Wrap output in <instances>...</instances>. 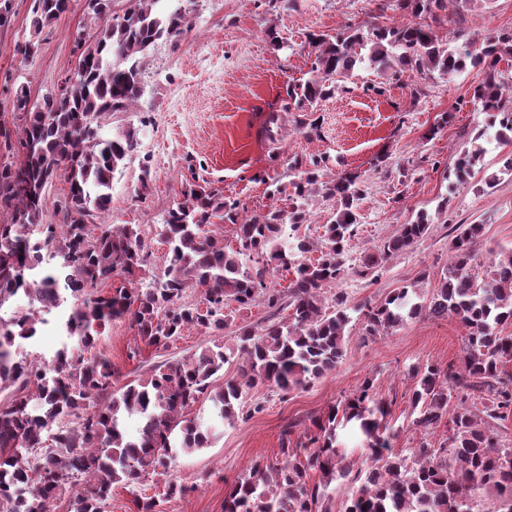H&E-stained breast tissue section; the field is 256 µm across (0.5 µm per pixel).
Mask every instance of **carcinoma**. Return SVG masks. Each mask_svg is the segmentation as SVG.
Wrapping results in <instances>:
<instances>
[{"label": "carcinoma", "instance_id": "obj_1", "mask_svg": "<svg viewBox=\"0 0 512 512\" xmlns=\"http://www.w3.org/2000/svg\"><path fill=\"white\" fill-rule=\"evenodd\" d=\"M123 14L112 0H90L104 26L99 36L80 45L74 72L60 93L43 96V111L26 110L30 92L14 93V126L23 150L20 162L0 168V203L11 210L0 224V306L25 290L26 272L42 248L52 266L43 287L34 291L29 312L0 320V503L5 512H53L54 502L71 492L68 512H104L112 489L121 485L135 495L138 512H155L152 497L137 494L150 474H165L184 454L205 448L209 429L186 410L207 396L215 418L233 423L264 410L246 395L265 386L282 397L302 390L336 368L344 356L350 322L348 296L338 290L326 305L324 289L341 282L351 261L349 242L359 222L363 185L353 176L321 180L328 158L316 156L292 182L289 208L277 205L243 219L239 204L215 191L189 189L168 212L157 235L168 247L167 265L153 283L113 289L103 296L91 289L118 274L136 276L149 266L137 224H102L90 239L87 220L110 210L112 174L136 151L131 131L104 139L100 120L125 112L141 95L143 60L161 39L176 42L192 28L189 11H163L159 0H130ZM412 19L394 27L349 29L312 37L311 76L290 89L296 106L312 105L346 89L359 64L380 74L411 70L420 76L452 77L469 68L484 72L473 87L471 103L485 112L499 135L512 142V90L497 68L512 55V35L486 33L476 41L457 34L442 38L434 25L448 0H397ZM68 0H33L30 37L17 45L26 61L35 38L67 10ZM427 14L432 23L418 22ZM478 134L455 164V177L466 184L484 167L486 149ZM61 178L67 193L56 207L61 223H43L44 191ZM339 200L336 219L323 226L321 243L298 234L306 221L304 201L314 193ZM234 226L236 247L215 233ZM21 225L42 228V237L21 235ZM428 215L402 224L380 248L363 256L364 272L375 274L383 260L403 253L430 231ZM481 224L451 228L448 270L426 300L412 286L390 292L379 302L354 308L367 336H384L409 321L427 316L456 319L464 328L459 361L426 363L412 369L408 400L412 425L422 435L445 428L439 442L422 440L408 453L393 450L385 423L392 401L375 380L365 379L338 404L312 421L315 428L300 445H291L293 425L282 431L280 467L252 462L224 497V512H322L324 489L337 479L351 491L341 512H512V446L493 426L512 416V249L493 253L489 269L478 271L475 245ZM318 252L314 261L306 254ZM294 272L288 288V317L258 330L247 328L233 345L215 343L184 358L153 367L147 376L112 390L116 371L107 360L88 358L102 328L129 318L141 342L165 349L183 332L201 326L224 329V308L248 306L260 297L275 307L269 276ZM63 280L74 299L66 331L74 340L56 355L57 373L45 376L36 362L14 350L18 339L38 332L43 313L57 302L53 285ZM190 288L203 289L206 311L186 301ZM235 360L238 373L219 385L224 365ZM135 417L132 434L126 419ZM353 424L363 435L354 455L339 446L337 430ZM72 448L64 462L54 449ZM322 480H310V471ZM497 493L487 508L478 492Z\"/></svg>", "mask_w": 512, "mask_h": 512}]
</instances>
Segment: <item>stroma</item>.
<instances>
[{"instance_id": "stroma-1", "label": "stroma", "mask_w": 512, "mask_h": 512, "mask_svg": "<svg viewBox=\"0 0 512 512\" xmlns=\"http://www.w3.org/2000/svg\"><path fill=\"white\" fill-rule=\"evenodd\" d=\"M32 0H13L10 21L0 27V122L10 123L17 86L33 99L57 92L78 61V44L91 41L101 24L87 0H69L68 9L41 33L35 53L22 61L17 42L29 33ZM193 26L179 42H158L143 63L141 99L128 111L106 115L101 132L109 136L135 130L137 153L112 179V205L99 223L138 224L153 271L164 266L167 246L156 234L167 212L181 202L186 188L208 184L239 200L244 216L285 204L294 177L290 163L307 168L317 155L327 157L325 179L358 177L365 194L360 225L350 242L352 260L374 252L399 225L427 213L432 231L414 248L388 259L378 276L349 272L341 287L351 304L377 302L393 289L418 284L430 293L451 257L450 229L456 224L484 227L479 250L490 256L512 248V177L501 175L512 145L488 150L485 166L470 183L453 175L460 152L468 148L486 113L470 99L482 79L470 70L447 81L411 71L398 78L357 67L349 90L315 106L296 107L290 86L306 79L315 60L311 35L351 27L395 26L406 16L395 0H192ZM440 24L460 19L469 35L489 30L512 33V0H476L449 12ZM276 30L284 46L272 42ZM380 84L384 95L370 92ZM499 175L495 187L485 178ZM271 310L264 302L242 308L229 304L226 326L217 336L187 329L168 350L144 346L128 319L114 320L91 354L108 360L117 372L116 387L142 377L172 357L194 353L210 341L232 344L240 329L261 324ZM346 352L336 369L308 388L280 398L270 389L253 390L262 413L220 427L209 447L180 457L168 474L147 476L141 492L157 501L156 512H224L228 488L250 462L284 461L280 437L286 426L302 435L312 417L352 393L365 378H375L381 394L395 398L388 424L394 451L415 447L421 435L411 426L405 398L416 365L447 364L462 355L463 329L451 318L422 317L386 336H364L359 321L347 327ZM188 485L184 497L167 498L169 481Z\"/></svg>"}]
</instances>
